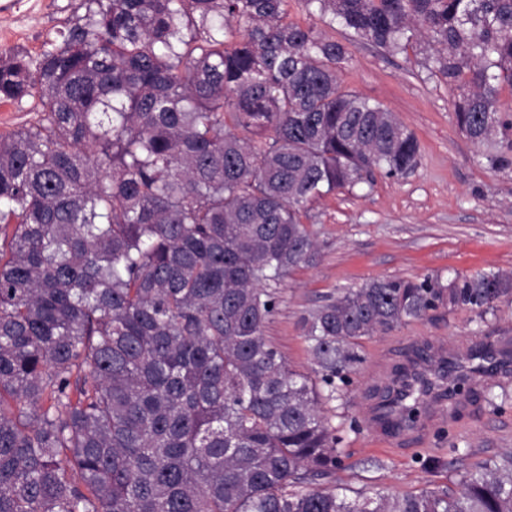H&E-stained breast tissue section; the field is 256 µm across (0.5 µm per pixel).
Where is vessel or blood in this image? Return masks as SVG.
Here are the masks:
<instances>
[{
	"instance_id": "1",
	"label": "vessel or blood",
	"mask_w": 512,
	"mask_h": 512,
	"mask_svg": "<svg viewBox=\"0 0 512 512\" xmlns=\"http://www.w3.org/2000/svg\"><path fill=\"white\" fill-rule=\"evenodd\" d=\"M487 358L484 367L486 374L493 378L512 376V338L503 336L494 342L482 345ZM472 345L459 348L458 352H449L447 345H420L417 355L411 356L401 379L386 375L384 388L389 391L394 402H401L407 395L416 394L420 406V415L416 422L406 425L398 418L386 416L378 403H371L365 412V418L373 430L385 433L393 446L401 447L423 436L433 425L438 408H448L456 412L462 405L461 394L447 390L445 385L436 383L435 374L447 369L454 355H468Z\"/></svg>"
}]
</instances>
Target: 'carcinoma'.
Listing matches in <instances>:
<instances>
[{
  "instance_id": "cac0c4a2",
  "label": "carcinoma",
  "mask_w": 512,
  "mask_h": 512,
  "mask_svg": "<svg viewBox=\"0 0 512 512\" xmlns=\"http://www.w3.org/2000/svg\"><path fill=\"white\" fill-rule=\"evenodd\" d=\"M354 40L422 47L459 130L512 129V0H299ZM40 56L0 55V512H512V460L460 488L357 497L324 405L360 340L440 307L483 318L512 271L384 277L301 318L316 377L264 334L313 261L312 199L399 177L415 134L342 88L347 46L288 0H80ZM37 101L0 102V133L17 131L35 116Z\"/></svg>"
}]
</instances>
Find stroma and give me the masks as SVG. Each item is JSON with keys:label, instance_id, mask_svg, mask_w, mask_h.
Segmentation results:
<instances>
[{"label": "stroma", "instance_id": "obj_1", "mask_svg": "<svg viewBox=\"0 0 512 512\" xmlns=\"http://www.w3.org/2000/svg\"><path fill=\"white\" fill-rule=\"evenodd\" d=\"M79 0H28L25 11L0 15V37L12 51L37 57L56 38ZM335 37L348 48L338 69L343 88L381 102L417 136L416 169L400 178L376 176L373 184L312 201L303 222L319 244L313 263L300 265L278 285V306L265 334L293 370L314 364L300 320L323 296L373 278L421 279L434 274L512 270V166L494 168L489 156L506 152L505 140L471 143L457 128L454 87L431 77L416 50L391 54L344 29ZM512 327V304L479 318L445 308L430 317L363 339L361 363L327 414L342 438L343 464L319 488L372 497L458 488L472 471L512 457V381L477 380L464 390L455 415L439 410L425 444L408 453L386 450L363 415L380 378L375 364L404 363L413 342L448 344L483 340Z\"/></svg>", "mask_w": 512, "mask_h": 512}]
</instances>
